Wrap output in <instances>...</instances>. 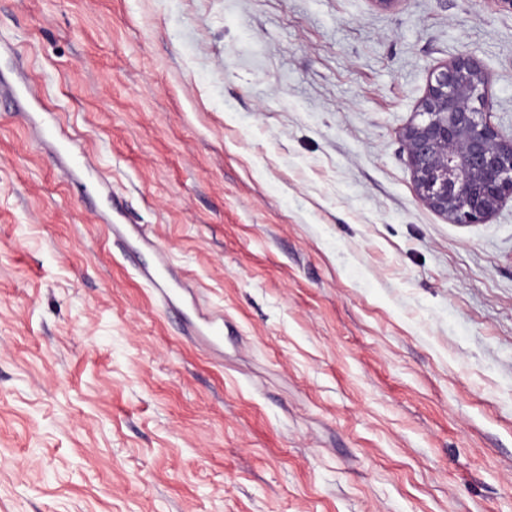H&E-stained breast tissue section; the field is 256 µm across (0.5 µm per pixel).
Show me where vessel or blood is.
I'll list each match as a JSON object with an SVG mask.
<instances>
[{"instance_id": "vessel-or-blood-1", "label": "vessel or blood", "mask_w": 512, "mask_h": 512, "mask_svg": "<svg viewBox=\"0 0 512 512\" xmlns=\"http://www.w3.org/2000/svg\"><path fill=\"white\" fill-rule=\"evenodd\" d=\"M55 153L70 176L74 180H81L86 173L82 154L74 152L64 142L56 147ZM122 216V208L116 203L110 212L101 214L100 220L109 224L113 236L123 247L124 260L135 270L138 278L155 291L160 305L168 310L180 309L184 305V295L191 292L188 282L171 264L166 253H159L154 265H146L138 246L144 234L139 225L122 223ZM184 333L210 346L220 344L224 338V315L201 306L196 307L194 318L185 323Z\"/></svg>"}]
</instances>
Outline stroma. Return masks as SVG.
I'll return each instance as SVG.
<instances>
[{"mask_svg":"<svg viewBox=\"0 0 512 512\" xmlns=\"http://www.w3.org/2000/svg\"><path fill=\"white\" fill-rule=\"evenodd\" d=\"M1 38L52 133L0 96V512H512V200L450 222L401 139L462 53L512 135L506 0H0ZM55 153L57 159L66 167L70 176L76 181V185L80 184L87 169L85 161L83 160V154L75 153L71 146L64 140L59 142V146L56 147ZM100 187L108 193L112 201L111 212L103 213L99 219L109 224L112 235L123 247V259L136 270L138 278L149 288H152L160 305L167 310H180L185 307L183 294L189 296V306L195 310V318L188 319L184 326V335L193 336L200 342L214 346L223 342L224 315L221 312L209 310L200 306L191 293L188 282L171 264L167 254L157 249L158 257L153 266L144 263L141 256V247L131 243L136 238L150 246L151 241L145 237L138 224L121 223L122 208L117 201L112 187L105 181H100Z\"/></svg>","mask_w":512,"mask_h":512,"instance_id":"1","label":"stroma"}]
</instances>
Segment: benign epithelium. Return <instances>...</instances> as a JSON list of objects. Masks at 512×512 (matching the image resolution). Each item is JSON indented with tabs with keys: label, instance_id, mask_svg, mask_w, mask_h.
I'll use <instances>...</instances> for the list:
<instances>
[{
	"label": "benign epithelium",
	"instance_id": "7a95c632",
	"mask_svg": "<svg viewBox=\"0 0 512 512\" xmlns=\"http://www.w3.org/2000/svg\"><path fill=\"white\" fill-rule=\"evenodd\" d=\"M489 75L471 54L432 71L402 139L417 196L455 224L485 222L512 199V136L491 124Z\"/></svg>",
	"mask_w": 512,
	"mask_h": 512
}]
</instances>
